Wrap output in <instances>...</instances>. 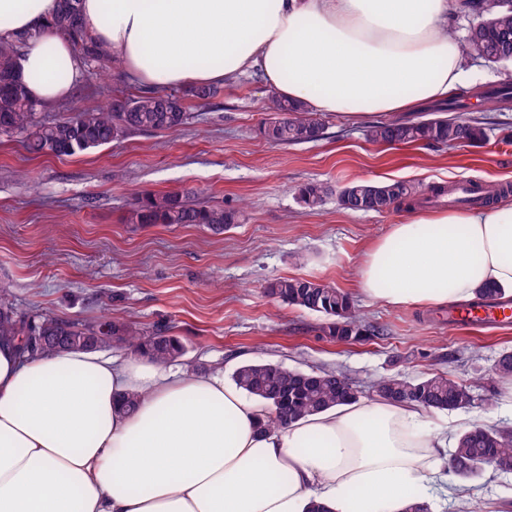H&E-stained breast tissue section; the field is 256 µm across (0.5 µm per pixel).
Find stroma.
<instances>
[{
	"instance_id": "35a3bbf8",
	"label": "stroma",
	"mask_w": 512,
	"mask_h": 512,
	"mask_svg": "<svg viewBox=\"0 0 512 512\" xmlns=\"http://www.w3.org/2000/svg\"><path fill=\"white\" fill-rule=\"evenodd\" d=\"M139 89L123 71L85 73L65 101L44 108L65 116ZM270 94L252 75L222 87L209 105L188 100L186 123L170 133H136L73 157L34 156L0 137V287L21 312L98 322L113 314L165 330L185 346L177 367L205 373L265 361L305 371H341L359 399L374 401L384 376L449 373L471 386V407L454 411L461 429L512 426V376L495 374L512 352V325L452 324L437 308L397 309L362 296L357 268L371 242L411 215L351 212L336 199L317 211L296 191L308 182L340 189L351 182L512 183V102L492 109L472 98L463 116L478 119V143L380 145L364 135L375 116L324 117L316 142L274 146L259 134ZM188 192L193 200L243 210L215 234L198 224L129 218L143 193ZM280 277L331 283L350 294L378 336L345 343L323 336L320 315L271 299ZM499 401L487 410V398ZM433 512H457L464 486L480 512H512V474L449 476Z\"/></svg>"
}]
</instances>
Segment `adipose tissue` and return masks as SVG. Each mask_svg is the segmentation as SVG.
Listing matches in <instances>:
<instances>
[{
	"label": "adipose tissue",
	"instance_id": "1",
	"mask_svg": "<svg viewBox=\"0 0 512 512\" xmlns=\"http://www.w3.org/2000/svg\"><path fill=\"white\" fill-rule=\"evenodd\" d=\"M58 0H0V39L33 31L15 70L42 105L85 63L48 21ZM460 0H82L90 34L143 90L245 74L320 115L413 112L469 84L448 32ZM512 294V203L421 211L365 254L367 297L397 308ZM135 397L136 407L125 401ZM222 369L177 372L101 349L21 355L0 340V512H404L448 480L457 425L355 400L269 427Z\"/></svg>",
	"mask_w": 512,
	"mask_h": 512
}]
</instances>
